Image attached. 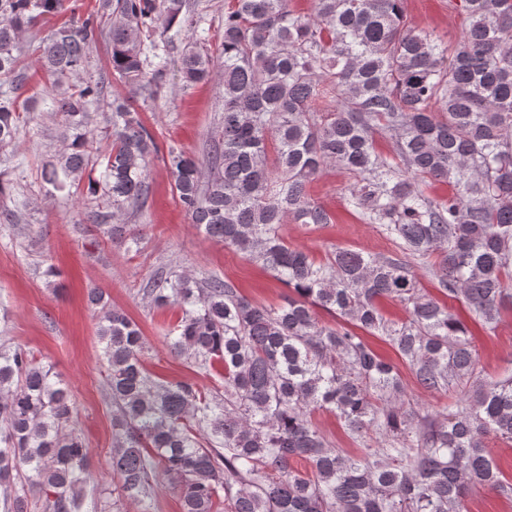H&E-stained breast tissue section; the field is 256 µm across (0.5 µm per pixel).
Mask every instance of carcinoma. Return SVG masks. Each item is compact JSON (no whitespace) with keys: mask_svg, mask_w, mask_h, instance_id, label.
I'll return each mask as SVG.
<instances>
[{"mask_svg":"<svg viewBox=\"0 0 512 512\" xmlns=\"http://www.w3.org/2000/svg\"><path fill=\"white\" fill-rule=\"evenodd\" d=\"M64 0H0V148L20 122L21 34ZM468 26L454 44L410 22L404 0H314L303 16L288 0H231L224 11L223 121L206 155L168 149L181 206L211 239L246 254L286 284L278 307L243 297L219 278L201 285L171 271L145 289L157 307L181 316L174 354L208 371L220 362L224 386L202 390L163 381L143 366L139 325L101 291L99 339L112 398L110 467L122 493L148 497L166 477L182 512H466L475 486L512 498L483 443L512 442V376L484 380L466 325L423 292L413 261L435 257L443 296L459 299L484 328L512 311V0H448ZM186 0H102L101 10L55 28L44 42L48 82L65 151L43 171L63 191L100 170L87 196L112 205V218L146 203L149 159L160 147L112 81L155 97L165 74L155 60L164 38L188 22ZM110 42L109 73L71 77L90 44ZM212 59L189 46L185 86L206 80ZM99 110L91 122L90 109ZM393 150L377 151L378 139ZM329 166L357 179L348 206L394 236L400 256L379 259L338 248L324 262L291 248L288 222L333 223L307 194ZM441 180L448 197L425 194ZM97 225L114 242L138 244L132 224ZM383 299L406 319L387 320ZM340 319L325 325L317 310ZM385 337L423 389L462 384L448 413L405 401L398 367L360 335ZM332 412L365 450L332 447L312 424ZM307 462L311 472L292 469ZM83 439L67 389L22 347L0 351V507L27 512H98L85 502Z\"/></svg>","mask_w":512,"mask_h":512,"instance_id":"carcinoma-1","label":"carcinoma"}]
</instances>
